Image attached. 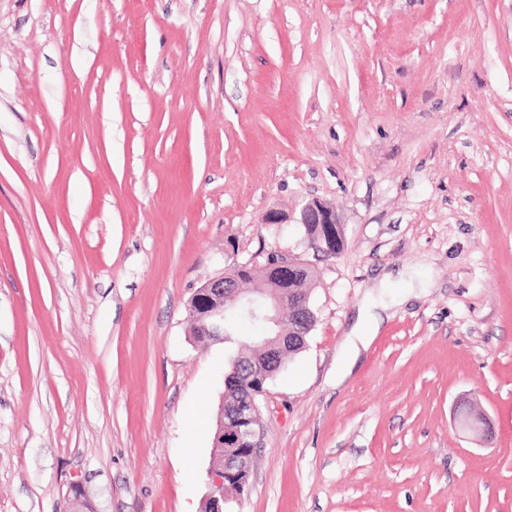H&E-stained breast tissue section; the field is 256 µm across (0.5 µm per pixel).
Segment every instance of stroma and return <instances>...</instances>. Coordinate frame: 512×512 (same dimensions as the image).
Here are the masks:
<instances>
[{
	"label": "stroma",
	"mask_w": 512,
	"mask_h": 512,
	"mask_svg": "<svg viewBox=\"0 0 512 512\" xmlns=\"http://www.w3.org/2000/svg\"><path fill=\"white\" fill-rule=\"evenodd\" d=\"M274 254L317 322L240 512H512V0H0V512H201L233 346L188 301ZM296 224H307L303 229L309 244L314 242L316 224H319V240L314 244V249L325 256H336V240H345L344 229L336 219L335 206L319 199H312L302 206ZM270 264L275 266L273 268L275 271V280L284 282L288 281L292 277L298 266H307V264L303 261L281 255L274 257V262L272 263H270L269 260L268 263L261 268H264ZM311 277L312 272L310 270L299 268L297 272L294 273L293 280L288 284V288L283 289H288V291H290L291 288L306 289L305 286Z\"/></svg>",
	"instance_id": "35a3bbf8"
}]
</instances>
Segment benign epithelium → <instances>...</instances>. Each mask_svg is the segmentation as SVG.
<instances>
[{
    "label": "benign epithelium",
    "instance_id": "benign-epithelium-1",
    "mask_svg": "<svg viewBox=\"0 0 512 512\" xmlns=\"http://www.w3.org/2000/svg\"><path fill=\"white\" fill-rule=\"evenodd\" d=\"M297 223L319 225L314 249L325 256L336 255V241L345 239L344 229L336 219L335 206L319 199H312L302 206ZM273 265L275 280L285 282L305 262L281 255L274 257ZM254 269L256 266L250 263H240L233 272H222L195 290L188 303V316L196 335L208 336L213 343L224 342V323L228 314L238 309L277 329V335H284L281 310L285 306L286 294L261 288L254 296L238 288L240 278ZM462 426L485 437L490 424L485 415L470 412L465 415ZM261 430L260 410L255 401L240 409L231 424L220 426L219 440L215 441L207 469L206 501L216 509H221L225 500L238 501L243 495L259 447Z\"/></svg>",
    "mask_w": 512,
    "mask_h": 512
}]
</instances>
